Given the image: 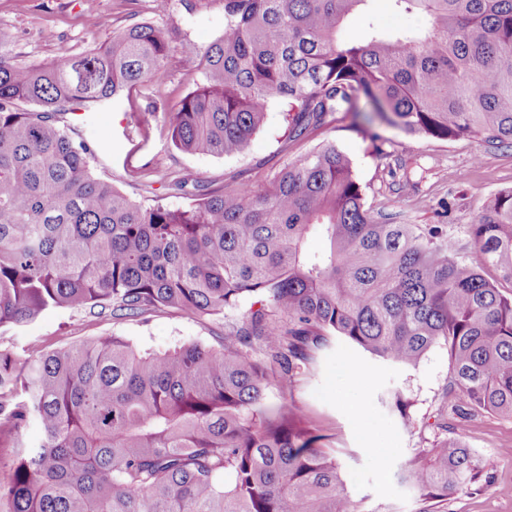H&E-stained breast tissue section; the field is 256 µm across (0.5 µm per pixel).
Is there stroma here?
Here are the masks:
<instances>
[{"label": "stroma", "instance_id": "1", "mask_svg": "<svg viewBox=\"0 0 512 512\" xmlns=\"http://www.w3.org/2000/svg\"><path fill=\"white\" fill-rule=\"evenodd\" d=\"M148 21L164 29L173 50L168 79L160 90L143 87L85 114L83 131L94 174L135 200L162 199L180 206L186 199L163 193L164 178L187 175L213 187L268 183L300 152L335 143L351 161L374 217L407 224H444L451 236L467 241V226L501 190L512 188V150L473 137L438 140L373 125L364 133L351 120L333 122L301 146L285 141L287 123L273 104L246 150L232 157L191 155L177 150L163 127L172 109L199 74L179 53L188 39L208 47L224 29L223 0H196L185 10L180 0H0V32L18 61L45 64L80 56L103 46L115 28ZM417 17L396 12L389 0H373L370 12L353 17L342 30L349 42L364 39L368 27L402 29ZM379 134L372 143L371 134ZM121 335L138 347L164 349L191 340L217 344L220 319L193 321L174 312L155 314L148 323H115L83 312L51 310L23 327L0 330V343L23 352L29 345L51 351L64 343ZM448 382V353L437 347L420 363L403 367L360 349L334 342L301 376L294 397L308 412L339 465L357 512H420L422 503L400 478L415 449L429 446L438 422L480 456L490 481L469 485L448 498V512H512V419L482 414L462 420L440 415ZM408 404L399 414L392 394Z\"/></svg>", "mask_w": 512, "mask_h": 512}]
</instances>
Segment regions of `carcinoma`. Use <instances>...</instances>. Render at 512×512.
I'll return each instance as SVG.
<instances>
[{"mask_svg":"<svg viewBox=\"0 0 512 512\" xmlns=\"http://www.w3.org/2000/svg\"><path fill=\"white\" fill-rule=\"evenodd\" d=\"M369 2L224 0L214 42L179 46L200 80L163 115L173 145L238 155L280 102L290 145L351 113L512 147V0H391L420 24L343 40ZM171 51L146 21L53 63L0 50V329L54 309L224 319L216 345L150 351L113 335L0 348V512H356L326 435L293 399L333 337L402 366L443 347L452 411L512 418V296L484 274L512 280V188L470 225L469 263L446 224L375 220L332 143L265 187L183 175L166 188L188 204L134 201L91 173L61 115L162 85ZM313 233L324 252L307 251ZM403 474L438 512L487 480L448 437Z\"/></svg>","mask_w":512,"mask_h":512,"instance_id":"carcinoma-1","label":"carcinoma"}]
</instances>
